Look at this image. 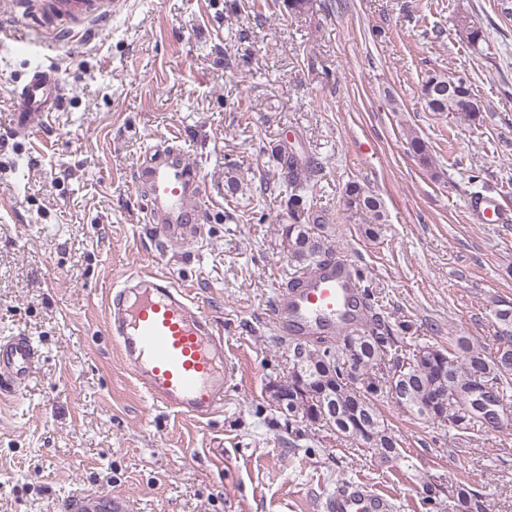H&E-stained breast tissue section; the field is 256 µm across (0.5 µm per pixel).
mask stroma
<instances>
[{"label": "stroma", "mask_w": 512, "mask_h": 512, "mask_svg": "<svg viewBox=\"0 0 512 512\" xmlns=\"http://www.w3.org/2000/svg\"><path fill=\"white\" fill-rule=\"evenodd\" d=\"M460 11L480 47L455 26ZM26 12L50 48L39 59L0 45V336H30L41 356L20 392L0 389V512H63L79 486L126 496L133 512H325L348 483L393 512H448L460 482L487 512H512V402L508 429L474 434L380 395L402 455L385 462L327 428L289 430L269 393L289 366L269 308L300 273L281 242L282 154L305 174L306 216H323L401 350L470 336L496 353L512 223H478L465 205L497 192L512 207L501 0H313L304 15L283 0H125L101 27L44 0ZM39 64L63 100L24 138L15 92ZM458 73L484 103L477 119L424 106L428 76ZM410 129L432 166L410 153ZM173 133L204 183L206 219L186 250L164 247L135 188L144 151ZM353 183L380 198L382 221L350 204ZM134 271L185 287L222 332L235 377L209 418L153 404L124 368L105 301Z\"/></svg>", "instance_id": "stroma-1"}]
</instances>
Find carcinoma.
<instances>
[{"mask_svg": "<svg viewBox=\"0 0 512 512\" xmlns=\"http://www.w3.org/2000/svg\"><path fill=\"white\" fill-rule=\"evenodd\" d=\"M456 27L466 33L471 45L483 41V32L468 14L455 15ZM445 76L430 75L422 84L421 96L430 112H461L471 119L476 109H484L463 75H454L456 88L448 90ZM409 151L427 165L429 155L425 141L412 133L407 135ZM286 170L283 192L288 211L295 220L303 208V197L296 193L302 184V170L294 157H279ZM351 201L370 211L380 208L377 197L366 194L355 185L347 187ZM282 242L292 262L314 268L330 254L326 237L312 232L308 224H284ZM500 338L507 344L493 357H487L469 336H459L452 347L424 343L407 355L395 358L391 330L376 317L371 327L355 328L334 339L324 337L288 340L291 356L300 355L306 363L308 385L288 391V426L314 425L322 409L334 411V431L345 437L364 441L367 433L375 435V447L385 460L401 458L400 443L380 412L374 399L395 387L403 389L405 398L398 401L417 419L452 429L486 432L502 429L493 414L475 406L468 393L485 386L497 406L512 397V306L496 314ZM449 512H485L483 494L468 486H459L448 501Z\"/></svg>", "mask_w": 512, "mask_h": 512, "instance_id": "1", "label": "carcinoma"}]
</instances>
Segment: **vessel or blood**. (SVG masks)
<instances>
[{
  "instance_id": "obj_1",
  "label": "vessel or blood",
  "mask_w": 512,
  "mask_h": 512,
  "mask_svg": "<svg viewBox=\"0 0 512 512\" xmlns=\"http://www.w3.org/2000/svg\"><path fill=\"white\" fill-rule=\"evenodd\" d=\"M9 23L0 22V39L26 41L23 0H8ZM60 84L52 69L34 68L23 81L14 112V127L28 132L54 111ZM135 184L148 199L147 210L160 236L169 244L189 247L205 220L201 206L203 180L182 147L170 138L157 139L135 170ZM469 209L484 224L512 221L498 195L471 197ZM351 262L331 260L301 277L299 287L277 294L272 309L275 326L295 336H332L359 321L364 302ZM108 326L120 357L153 403L173 412L206 418L224 405V388L232 372L224 361V338L208 314L168 276L130 275L107 303ZM40 359V351L23 334L0 337V384L23 388ZM391 502L361 485L337 489L327 512H390ZM65 512H132L126 497L100 489H74Z\"/></svg>"
}]
</instances>
